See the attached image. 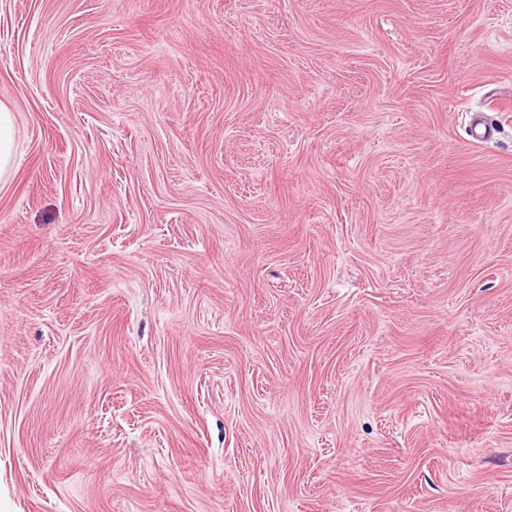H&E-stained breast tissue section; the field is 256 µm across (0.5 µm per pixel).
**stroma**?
<instances>
[{
  "instance_id": "1",
  "label": "stroma",
  "mask_w": 512,
  "mask_h": 512,
  "mask_svg": "<svg viewBox=\"0 0 512 512\" xmlns=\"http://www.w3.org/2000/svg\"><path fill=\"white\" fill-rule=\"evenodd\" d=\"M0 107V512H512V0H0ZM15 141V125L11 112L0 107V179L10 172Z\"/></svg>"
}]
</instances>
